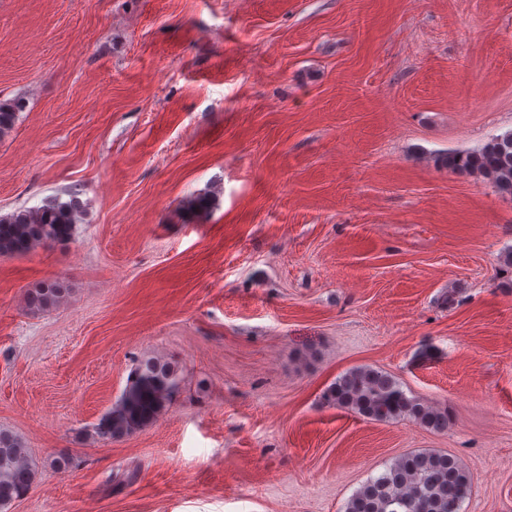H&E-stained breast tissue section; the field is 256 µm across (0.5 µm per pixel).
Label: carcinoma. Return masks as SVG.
Instances as JSON below:
<instances>
[{
	"instance_id": "carcinoma-1",
	"label": "carcinoma",
	"mask_w": 512,
	"mask_h": 512,
	"mask_svg": "<svg viewBox=\"0 0 512 512\" xmlns=\"http://www.w3.org/2000/svg\"><path fill=\"white\" fill-rule=\"evenodd\" d=\"M23 102L0 99V138L14 127ZM450 171L477 174L512 196V132L490 138L475 152H448L434 158ZM74 194L54 196L38 207L0 215V257L22 254L39 244L72 239L81 218ZM60 281L27 294L33 310L53 307L65 296ZM179 382L174 367L159 359L139 363L121 398L93 429L97 439L112 441L152 424L174 400ZM326 403L372 421L408 419L425 428H448V410L410 398L388 373L357 367L336 379L323 393ZM34 470L28 449L15 436L0 432V509L32 488ZM471 480L459 460L447 452L406 453L368 479L346 502L344 512H460Z\"/></svg>"
}]
</instances>
